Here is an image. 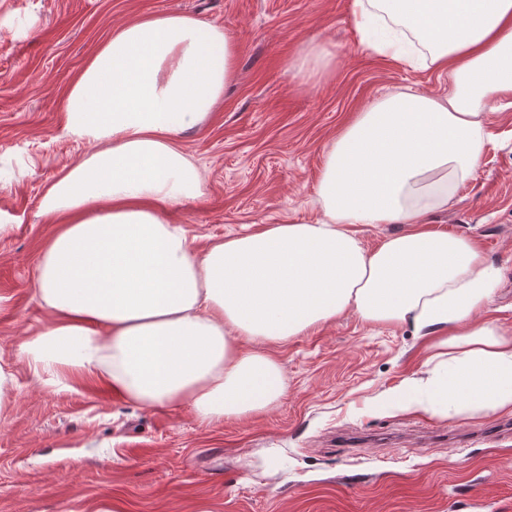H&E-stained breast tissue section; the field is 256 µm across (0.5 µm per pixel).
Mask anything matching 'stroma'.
I'll return each instance as SVG.
<instances>
[{
	"label": "stroma",
	"instance_id": "35a3bbf8",
	"mask_svg": "<svg viewBox=\"0 0 512 512\" xmlns=\"http://www.w3.org/2000/svg\"><path fill=\"white\" fill-rule=\"evenodd\" d=\"M162 11L223 27L236 75L207 120L178 136L202 175L170 219L197 250L283 219L315 222L324 153L383 95L448 93L447 73L357 45L352 0H0V360L17 379L0 413V512H512V413L441 416L381 407L428 376L411 327L352 314L269 344L286 391L246 420L200 425L95 384L32 381L18 343L44 326L41 252L56 230L42 191L95 146L65 130V94L113 30ZM329 73L296 63L312 45ZM436 230L471 238L500 271L488 313L512 331V108Z\"/></svg>",
	"mask_w": 512,
	"mask_h": 512
}]
</instances>
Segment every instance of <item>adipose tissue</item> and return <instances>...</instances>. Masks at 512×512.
<instances>
[{
  "mask_svg": "<svg viewBox=\"0 0 512 512\" xmlns=\"http://www.w3.org/2000/svg\"><path fill=\"white\" fill-rule=\"evenodd\" d=\"M363 48L447 71L436 98L401 91L331 141L314 223L283 220L196 252L168 208L194 199L177 144L235 75L222 27L180 12L113 31L71 83L66 130L98 149L46 185L57 229L37 295L50 321L17 356L35 382L91 380L140 408L183 407L202 425L246 419L285 392L272 343L351 312L436 339L425 384L383 398L405 411L512 412V336L485 315L496 271L470 239L424 226L492 139L487 105L512 94V0H353ZM399 224L372 251L359 227Z\"/></svg>",
  "mask_w": 512,
  "mask_h": 512,
  "instance_id": "adipose-tissue-1",
  "label": "adipose tissue"
}]
</instances>
